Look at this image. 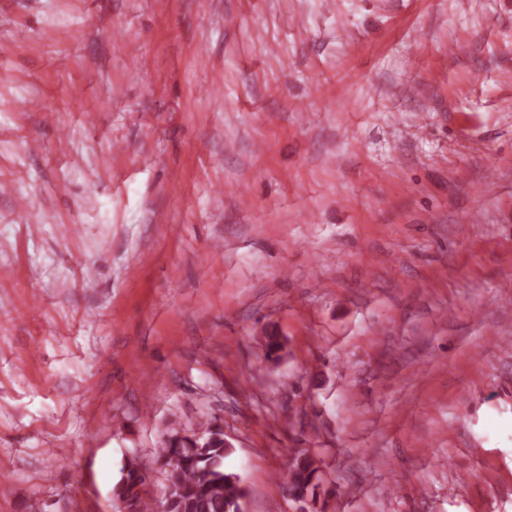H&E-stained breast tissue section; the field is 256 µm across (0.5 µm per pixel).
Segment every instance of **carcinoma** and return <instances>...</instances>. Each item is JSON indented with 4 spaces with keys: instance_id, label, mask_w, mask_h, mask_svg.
<instances>
[{
    "instance_id": "carcinoma-1",
    "label": "carcinoma",
    "mask_w": 512,
    "mask_h": 512,
    "mask_svg": "<svg viewBox=\"0 0 512 512\" xmlns=\"http://www.w3.org/2000/svg\"><path fill=\"white\" fill-rule=\"evenodd\" d=\"M230 453L231 443L215 416L191 429L173 427L153 455L126 461L113 496L126 512H150L147 475L160 469L165 474V512H240L245 490L240 477L224 469V457ZM320 480V469L310 455L288 452L281 487L300 508L308 506L309 494Z\"/></svg>"
}]
</instances>
